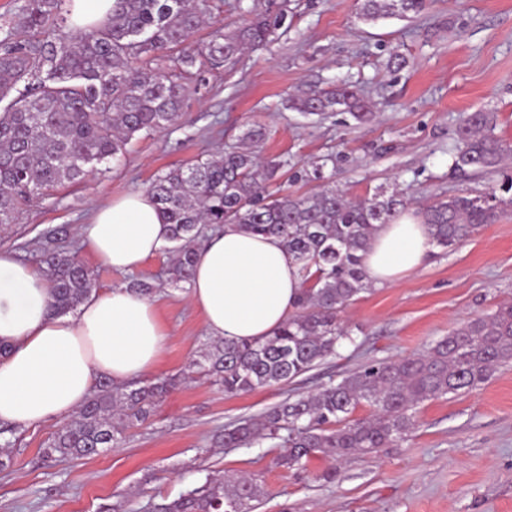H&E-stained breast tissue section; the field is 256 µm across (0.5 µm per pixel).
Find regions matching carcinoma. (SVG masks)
Segmentation results:
<instances>
[{"mask_svg": "<svg viewBox=\"0 0 512 512\" xmlns=\"http://www.w3.org/2000/svg\"><path fill=\"white\" fill-rule=\"evenodd\" d=\"M66 0H23L0 36V228L18 222L28 203L59 185L81 180L97 165L118 161L134 137L165 129L182 115L193 88L185 82L202 59L212 69L233 67L246 48L264 46L288 18V0L277 12L253 7L237 30H216L191 41L212 0H114L112 15L98 27L65 30ZM429 0H361L367 21L420 14ZM167 57L168 69L151 68ZM305 115L347 112L372 120L370 102L355 84L342 80L328 91L310 89L289 100ZM497 115L467 113L457 131L453 170L492 171L512 154L495 135ZM266 130L254 126L240 145L197 159L157 176L147 191L171 227L172 261L167 284L190 283L196 242L224 224L280 238L300 265L303 291L297 310L263 342L219 338L192 361L226 395L284 384L338 354L354 342L340 313L371 287L363 264L375 226L392 224L413 212L427 224L431 243L452 249L487 224L512 212V197L491 190L462 191L432 205L414 208L404 193L378 191L352 201L324 184L323 169L335 159L312 158L304 172L322 182L305 196L288 192L280 178L290 161L258 162ZM66 234L48 232L40 263L52 283L54 310H75L94 287V275L74 254L56 246ZM512 362V304L470 319L425 353L378 361L322 384L310 395L288 398L257 418L224 429V447L270 442L279 448L275 464L302 470L314 458L340 462L356 454L389 448L415 429L417 409L428 400L469 392ZM185 380L171 376L143 384L95 386L77 416L48 442L44 457L56 461L88 457L118 445L125 430L149 420L154 408ZM371 408L362 419L350 415ZM261 495L251 477L233 481L208 477L152 512H249Z\"/></svg>", "mask_w": 512, "mask_h": 512, "instance_id": "cac0c4a2", "label": "carcinoma"}]
</instances>
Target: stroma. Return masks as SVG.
Listing matches in <instances>:
<instances>
[{"instance_id": "1", "label": "stroma", "mask_w": 512, "mask_h": 512, "mask_svg": "<svg viewBox=\"0 0 512 512\" xmlns=\"http://www.w3.org/2000/svg\"><path fill=\"white\" fill-rule=\"evenodd\" d=\"M359 12V0H290L271 43L234 70L209 72L182 117L137 136L121 162L27 206L0 232V249L38 264V239L63 226L61 247L93 271L97 289L123 285L124 274L80 244L78 226L92 208L146 189L171 166L237 146L256 123L268 130L261 160L335 155L332 179L354 198L396 189L430 205L463 189L499 187L501 174L461 177L450 164L465 113H496L497 135L512 142V0H434L426 13L375 23ZM395 53L406 67H389ZM339 79L365 91L372 121L289 109L292 96ZM510 299L512 213L454 249L433 248L396 284L360 294L344 312L353 343L288 384L229 396L205 379L187 380L120 447L65 462L41 455L59 421L16 430L11 464L0 470V512H148L218 473L257 479L262 494L252 512H512V364L479 389L426 401L400 446L348 457L331 482L321 477L324 459L295 473L274 465L269 446L227 448L217 440L225 427L368 362L421 354ZM158 314L169 336L148 383L186 372L210 339L187 291L164 287Z\"/></svg>"}]
</instances>
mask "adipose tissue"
<instances>
[{
  "label": "adipose tissue",
  "instance_id": "ef3b65f1",
  "mask_svg": "<svg viewBox=\"0 0 512 512\" xmlns=\"http://www.w3.org/2000/svg\"><path fill=\"white\" fill-rule=\"evenodd\" d=\"M169 229L148 192L96 207L80 225L96 260L132 273L167 243ZM431 250L413 215L377 225L363 255L373 284H393L421 268ZM303 288L299 266L280 238L225 225L200 248L189 300L207 331L262 341L292 315ZM53 290L35 266L0 249V421L27 428L67 417L99 381L121 384L153 371L168 332L154 300L129 287L91 292L72 313L52 309Z\"/></svg>",
  "mask_w": 512,
  "mask_h": 512
}]
</instances>
